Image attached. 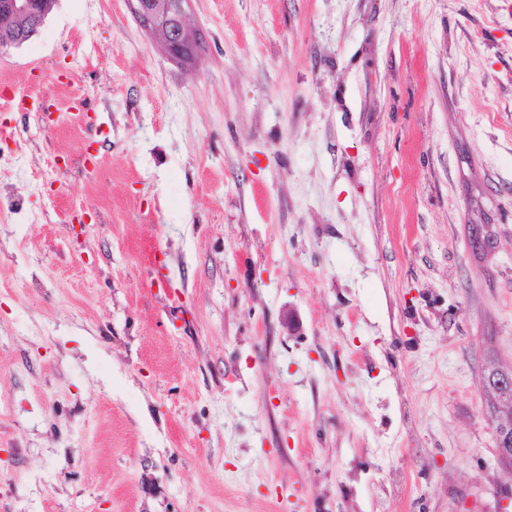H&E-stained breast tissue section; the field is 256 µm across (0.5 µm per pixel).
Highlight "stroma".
Returning <instances> with one entry per match:
<instances>
[{
	"mask_svg": "<svg viewBox=\"0 0 512 512\" xmlns=\"http://www.w3.org/2000/svg\"><path fill=\"white\" fill-rule=\"evenodd\" d=\"M187 20L0 55V512H501L512 0ZM130 2L140 25L160 35L169 58L185 64L196 62L197 35L188 25L184 6L189 0ZM481 376L485 392L496 405L500 423L496 456L503 464H508L512 461V367L500 366L492 370L485 364Z\"/></svg>",
	"mask_w": 512,
	"mask_h": 512,
	"instance_id": "35a3bbf8",
	"label": "stroma"
}]
</instances>
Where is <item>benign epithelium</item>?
I'll list each match as a JSON object with an SVG mask.
<instances>
[{
  "instance_id": "obj_1",
  "label": "benign epithelium",
  "mask_w": 512,
  "mask_h": 512,
  "mask_svg": "<svg viewBox=\"0 0 512 512\" xmlns=\"http://www.w3.org/2000/svg\"><path fill=\"white\" fill-rule=\"evenodd\" d=\"M142 27L160 35L169 58L185 63L196 62L197 35L187 22L185 3L189 0H130ZM0 14L34 19L38 30L49 14L45 0H0ZM482 383L497 409L500 423L497 458L512 462V367L482 369Z\"/></svg>"
}]
</instances>
